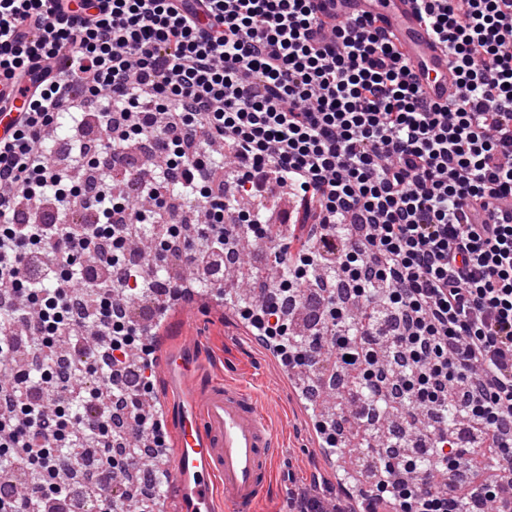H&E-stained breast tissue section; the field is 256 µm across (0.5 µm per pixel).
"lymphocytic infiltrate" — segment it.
<instances>
[{
  "mask_svg": "<svg viewBox=\"0 0 512 512\" xmlns=\"http://www.w3.org/2000/svg\"><path fill=\"white\" fill-rule=\"evenodd\" d=\"M418 2L458 76L442 105L371 16L328 30L316 0H0V103L29 86L0 137V512H61L92 456L91 512L122 497L115 470L166 446L139 410L153 359L130 309L166 311L193 273L223 283L244 235L281 272L240 312L259 344L352 393L384 383L315 424L338 449L340 425L395 409L403 452L376 461L367 512H512L501 478L468 483L487 457L512 473V0ZM64 114L104 136L62 166L46 141ZM143 139L154 163L115 175ZM268 184L312 208L304 242L264 223ZM146 224L152 265L185 272L160 295L108 244ZM290 298L320 335H292Z\"/></svg>",
  "mask_w": 512,
  "mask_h": 512,
  "instance_id": "f902f5d3",
  "label": "lymphocytic infiltrate"
}]
</instances>
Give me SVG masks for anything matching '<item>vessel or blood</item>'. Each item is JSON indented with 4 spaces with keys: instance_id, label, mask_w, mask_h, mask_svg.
I'll list each match as a JSON object with an SVG mask.
<instances>
[{
    "instance_id": "obj_1",
    "label": "vessel or blood",
    "mask_w": 512,
    "mask_h": 512,
    "mask_svg": "<svg viewBox=\"0 0 512 512\" xmlns=\"http://www.w3.org/2000/svg\"><path fill=\"white\" fill-rule=\"evenodd\" d=\"M365 14L400 46L424 98L445 102L456 73L428 33L416 0H330L324 18L341 25ZM154 352L162 356L165 379L178 397L168 495L179 512H252L272 486L279 446L256 393L238 383L203 381L196 341Z\"/></svg>"
}]
</instances>
